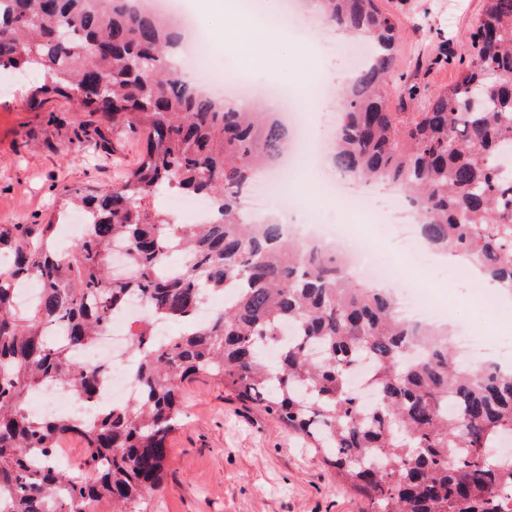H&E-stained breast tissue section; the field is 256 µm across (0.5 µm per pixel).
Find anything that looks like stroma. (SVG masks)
I'll return each mask as SVG.
<instances>
[{"label":"stroma","mask_w":512,"mask_h":512,"mask_svg":"<svg viewBox=\"0 0 512 512\" xmlns=\"http://www.w3.org/2000/svg\"><path fill=\"white\" fill-rule=\"evenodd\" d=\"M400 19V69L414 79L393 82V108L413 112L407 88L416 81L428 90L452 84L457 69L447 56H461L469 28L484 0H380ZM210 35L201 53L204 67L238 70L257 81L277 80L302 92L308 121L319 113H339L340 95L317 98L308 88L320 74L346 72L352 56L340 53V34L324 28L333 44L324 57L310 54L296 39L276 49H258L245 61L232 39L215 37V16L196 12ZM36 79L0 74V224H44L64 208L69 191H88L120 181L142 147L139 136L112 128L58 95L36 94ZM325 224H352L370 239L379 257L399 269L428 299L453 308L475 339L512 340V324L495 323L472 299V281L443 270L428 274L413 255L400 249L389 225L353 224L344 203L323 198L316 212ZM186 420L168 442V466L158 492L142 512H363L364 501L340 487L318 453L301 436L256 407L226 400L223 385L207 377L183 385Z\"/></svg>","instance_id":"obj_1"}]
</instances>
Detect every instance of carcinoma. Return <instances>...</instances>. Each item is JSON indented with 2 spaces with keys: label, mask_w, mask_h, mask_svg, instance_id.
I'll return each instance as SVG.
<instances>
[{
  "label": "carcinoma",
  "mask_w": 512,
  "mask_h": 512,
  "mask_svg": "<svg viewBox=\"0 0 512 512\" xmlns=\"http://www.w3.org/2000/svg\"><path fill=\"white\" fill-rule=\"evenodd\" d=\"M315 2L370 53L344 86L332 164L401 188L435 249L512 291V172L497 168L499 148L512 146V0H484L452 85L408 88L417 112L391 111L397 16L379 0ZM182 38L171 18L130 0H0L1 69L42 72L50 81L38 93L145 138L120 183L70 197L89 215L71 252L57 249L52 221L0 224L12 256L0 271V512H86L98 499L139 512L183 423L182 384L197 376L309 439L368 512H512V459L496 453L512 434V372L463 363L448 329L403 317L342 256L308 255L280 224L247 220L240 195L288 149L286 129L198 95L172 55ZM170 189L205 199L211 219L171 223L155 206ZM113 242L127 250L126 274H110ZM176 251L177 273H163ZM24 281L39 286L29 304L12 287ZM227 289L224 307L195 323L204 294ZM135 292L148 305L132 333L139 395L91 423L27 410V394L48 384L99 393L103 366L77 353ZM156 319L182 331L159 341ZM362 360L370 406L351 381ZM70 439L84 457L60 468L55 452Z\"/></svg>",
  "instance_id": "cac0c4a2"
}]
</instances>
